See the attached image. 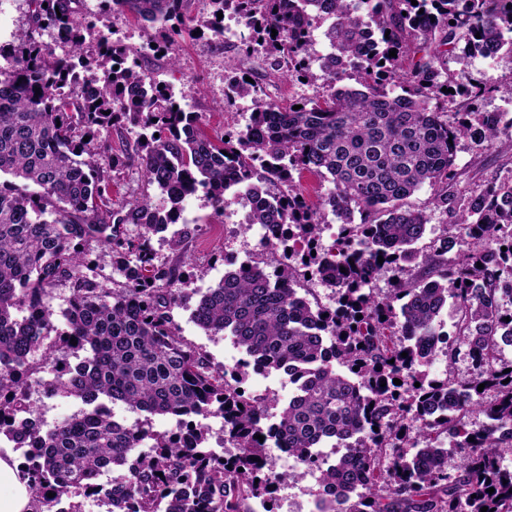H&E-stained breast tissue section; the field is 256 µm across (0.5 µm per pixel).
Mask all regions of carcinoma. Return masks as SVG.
Listing matches in <instances>:
<instances>
[{"instance_id": "obj_1", "label": "carcinoma", "mask_w": 512, "mask_h": 512, "mask_svg": "<svg viewBox=\"0 0 512 512\" xmlns=\"http://www.w3.org/2000/svg\"><path fill=\"white\" fill-rule=\"evenodd\" d=\"M107 2L167 39L205 28L220 39L217 13L244 18L253 35L244 56L258 40L269 75L324 79L330 92L282 111L236 76L226 97L252 99L249 130L227 141L209 136L198 113L174 109L167 87L127 63L123 46L89 49L80 0H29L28 27L9 49L0 45V435L25 449L36 512H84L92 496L106 512H252L251 502L271 503L277 486L314 471L344 488L317 501L318 512H512V470L501 454L512 446V361L502 357L512 346V313L503 309L512 302V180L487 182L468 197L453 191L458 140L490 149L512 119L479 111L482 95L499 88L495 78L466 87L447 68L458 50L484 58L512 52V0H209L212 17L192 27L187 0ZM359 4L369 5L368 17ZM320 21L328 23L330 64L316 74L309 46ZM367 28L379 34L369 55ZM46 29L69 45L67 55L39 39ZM92 67L103 76L81 75ZM352 72L357 86H336ZM457 96L464 111L452 121L430 106ZM124 122L141 129L134 144L120 153L91 149ZM124 167L139 170L167 206L147 195L109 205V172ZM303 171L332 184L315 209L294 180ZM237 173L254 177L236 194L242 204L257 199L245 229L283 228L263 243L278 259L224 273L191 318L248 355L293 369L300 384L283 405L243 389L245 369L229 375L183 340L173 315L183 261L161 262L151 246L200 188L224 212ZM425 185L430 204L451 221L422 246L428 218L408 199ZM328 213L340 235L319 252ZM127 224L139 234H126ZM91 241L112 255L119 287L84 272ZM332 256L346 269L334 278L326 274ZM388 267L394 280L379 298L371 284ZM310 279L334 291L336 306L300 295L295 284ZM62 281L71 295L59 331L48 297ZM450 301L454 336L471 360L465 379L456 376L460 351L447 338L445 376L425 370ZM328 345L333 361L315 365ZM63 347L82 358L73 365L55 356ZM46 370L53 377L38 376ZM34 385L89 408L49 424L31 401ZM118 403L144 418L116 419ZM275 408L277 426L269 427ZM476 412L490 420L481 431L468 428ZM152 416L172 417L175 428L152 430ZM199 417L224 418L220 433L238 452L214 455ZM447 437L465 450L453 475ZM270 441L288 449L296 467H268ZM307 448L350 452L306 458ZM105 469L119 475L102 486Z\"/></svg>"}]
</instances>
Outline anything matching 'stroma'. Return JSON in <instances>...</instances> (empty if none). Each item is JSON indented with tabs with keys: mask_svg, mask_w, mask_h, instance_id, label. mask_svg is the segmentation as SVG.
Instances as JSON below:
<instances>
[{
	"mask_svg": "<svg viewBox=\"0 0 512 512\" xmlns=\"http://www.w3.org/2000/svg\"><path fill=\"white\" fill-rule=\"evenodd\" d=\"M84 31L89 47L100 40L126 46L131 57L137 59L142 70L172 89L179 106L187 112L203 116V128L209 135L227 132L239 133L247 125L253 109L251 99L229 100L225 97L228 82L235 70L250 72L258 82L264 99L280 106H288L308 98L325 95L322 82L298 83L273 79L268 75V64L263 53L241 58L239 46L249 37L248 27L229 18V30L223 40L208 36L179 38L175 48H167L156 38L152 29L128 14L112 11L107 0H85ZM448 72L456 82L469 84L491 74L501 84L512 83V53L501 51L492 58H466L456 54L448 59ZM455 167L458 190L477 188L496 177H505L512 168V135H503L496 147L477 150L468 139H460L456 148ZM182 223L198 225L199 230L187 244L184 252L174 250L170 232L154 235L152 244L163 262L184 258V272L188 284L181 296V304L174 310V318L182 337L203 347L215 364L224 362V338L201 329L191 318L198 293L216 285L231 266L239 265L258 244L255 231L240 225H226L223 214L213 210L203 192H196L184 203Z\"/></svg>",
	"mask_w": 512,
	"mask_h": 512,
	"instance_id": "1",
	"label": "stroma"
}]
</instances>
